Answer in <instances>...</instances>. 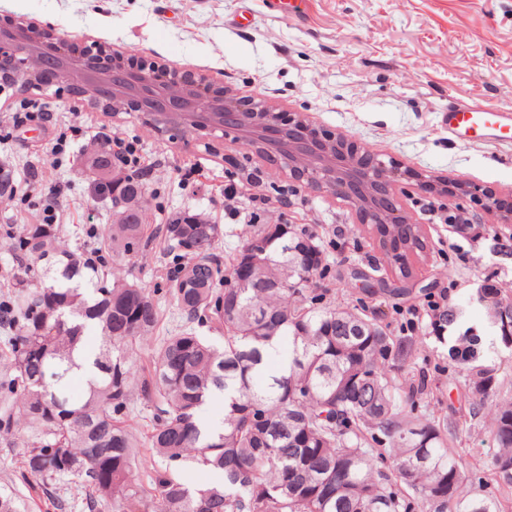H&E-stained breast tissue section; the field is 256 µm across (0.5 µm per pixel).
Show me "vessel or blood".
Here are the masks:
<instances>
[{
	"label": "vessel or blood",
	"mask_w": 512,
	"mask_h": 512,
	"mask_svg": "<svg viewBox=\"0 0 512 512\" xmlns=\"http://www.w3.org/2000/svg\"><path fill=\"white\" fill-rule=\"evenodd\" d=\"M448 137L464 143L512 144V111L452 99L441 114Z\"/></svg>",
	"instance_id": "obj_1"
}]
</instances>
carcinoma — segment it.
<instances>
[{
  "mask_svg": "<svg viewBox=\"0 0 512 512\" xmlns=\"http://www.w3.org/2000/svg\"><path fill=\"white\" fill-rule=\"evenodd\" d=\"M112 154L90 164L97 195L111 199L118 219L107 239L128 257L145 255L148 200L144 174L111 177ZM56 224H28L19 249L61 266L52 284L18 289L0 300V324L11 370L0 378V434L25 432L23 472L44 490L63 489L56 509L100 512H503L500 502L464 494L462 462L447 448L448 427L407 409L425 379L403 385L389 361L409 362L417 341L394 340L375 318L345 308L316 307L309 293L322 265L315 237L292 224H262L222 268L221 226L174 212L155 235L174 254L170 296L182 329L162 339L141 367L145 335L158 324L147 289L112 278L99 253L77 260L55 246ZM391 253L401 275L407 256L425 247L418 228H400ZM194 261L180 263V253ZM499 289H477L495 336L512 350V300ZM224 323V344L196 327ZM92 351L97 373L76 399L69 380L80 369L74 353ZM288 343L281 364L267 347ZM478 335L458 333L449 355L466 367L461 391L478 415L498 387L496 365L477 363ZM224 392V420L203 428L198 412ZM150 408L148 447L157 466L140 478V445L128 426L131 405ZM491 436L498 482L512 487V409L495 411ZM26 504L0 488V512Z\"/></svg>",
  "mask_w": 512,
  "mask_h": 512,
  "instance_id": "obj_1",
  "label": "carcinoma"
}]
</instances>
